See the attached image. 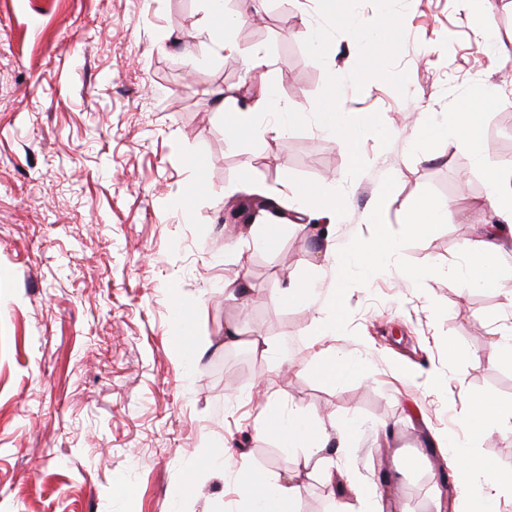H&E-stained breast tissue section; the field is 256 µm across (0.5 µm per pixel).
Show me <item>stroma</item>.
<instances>
[{
    "instance_id": "stroma-1",
    "label": "stroma",
    "mask_w": 512,
    "mask_h": 512,
    "mask_svg": "<svg viewBox=\"0 0 512 512\" xmlns=\"http://www.w3.org/2000/svg\"><path fill=\"white\" fill-rule=\"evenodd\" d=\"M495 7L491 56L476 0H407L405 93L380 79L342 90L341 111L380 113L392 135L362 139L367 169L352 180L348 151L315 128L232 147L221 125L224 97L248 112L271 86L302 112L328 75L351 72V36L322 64L304 48L318 0H224L238 48L221 53L203 0H0V512H246L234 470L211 474L204 450L283 474L253 427L268 386L328 433L355 423L336 455L343 478L299 469L296 512H366V493L384 512H472L442 479L452 453L420 448L429 432L512 479V432L466 422L476 396L512 418V362L489 357L512 298L462 287L464 244L487 220L484 169L512 163V0ZM469 104L481 146L459 130L411 149L420 113L444 122ZM298 186L347 197L341 220L322 223V200L292 197ZM256 196L289 213L274 241L264 215L226 240V203ZM425 200L448 221L420 235L411 208ZM361 246L384 255L381 272L337 279L334 252ZM316 275L345 308L320 338L311 308L272 299ZM242 277L249 296L231 297ZM177 306L205 348L191 364L170 342ZM228 325L242 343L225 344ZM330 352L356 361L333 383L316 368Z\"/></svg>"
}]
</instances>
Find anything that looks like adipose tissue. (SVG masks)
<instances>
[{"label": "adipose tissue", "mask_w": 512, "mask_h": 512, "mask_svg": "<svg viewBox=\"0 0 512 512\" xmlns=\"http://www.w3.org/2000/svg\"><path fill=\"white\" fill-rule=\"evenodd\" d=\"M484 175L490 220L483 225L480 237L467 245L475 256L465 280L470 289L486 285L487 270L494 267L503 247L512 242V165L487 168ZM315 292V281L297 282L276 292L274 299L311 303L313 323L323 335L335 329L341 312L336 307L335 293H328L317 302L313 299ZM279 401L278 391L267 392L256 419L257 429L277 441L283 460L293 468L316 466L324 480L333 481L336 463L323 455L327 435L321 417L303 410L283 412L278 406ZM237 483L248 512H290L296 494L291 477L271 478L243 467L239 470Z\"/></svg>", "instance_id": "ef3b65f1"}]
</instances>
